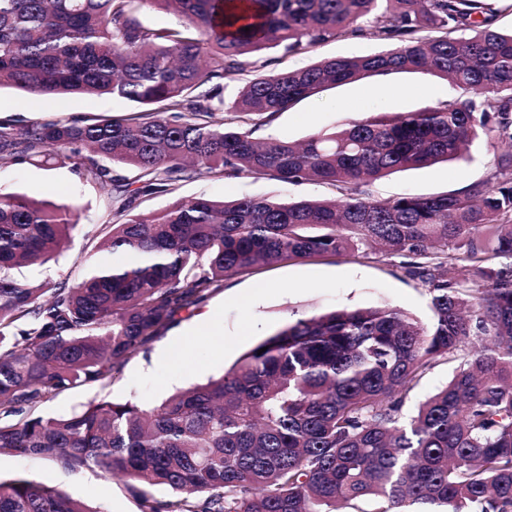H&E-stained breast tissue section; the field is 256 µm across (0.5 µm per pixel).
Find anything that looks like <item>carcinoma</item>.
Masks as SVG:
<instances>
[{
	"label": "carcinoma",
	"mask_w": 512,
	"mask_h": 512,
	"mask_svg": "<svg viewBox=\"0 0 512 512\" xmlns=\"http://www.w3.org/2000/svg\"><path fill=\"white\" fill-rule=\"evenodd\" d=\"M495 2L0 0V88L140 106L123 118L0 117V160L50 157L112 209L96 244L112 262L78 282L33 284L14 270L53 260L79 221L70 205L0 192V455L175 493L159 506L143 499L142 512H359L366 500L374 512H512V155L494 184L386 200L359 190L461 160L482 135L512 143V30L497 26ZM147 5L181 23L145 25ZM356 35L388 47L298 69L263 58ZM409 70L471 96L349 119L302 143L253 137L306 98ZM200 176L315 182L339 197L141 209ZM362 250L399 259L428 288L430 325L387 305L334 310L158 406L99 400L34 415L54 393L105 383L224 277ZM473 335L489 343L470 359ZM441 357L459 362L454 375L405 416ZM0 512L102 510L20 478L0 479Z\"/></svg>",
	"instance_id": "cac0c4a2"
}]
</instances>
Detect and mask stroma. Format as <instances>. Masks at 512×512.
I'll use <instances>...</instances> for the list:
<instances>
[{"mask_svg":"<svg viewBox=\"0 0 512 512\" xmlns=\"http://www.w3.org/2000/svg\"><path fill=\"white\" fill-rule=\"evenodd\" d=\"M383 42L366 37L339 38L294 55L268 50L281 68H301L325 57L360 56L378 52ZM455 85L415 70L370 76L339 85L304 99L279 113L257 135L303 140L313 130L330 128L373 111L409 112L462 97ZM133 103L89 95L34 96L20 89H0V117L20 114L29 121L65 120L76 116H121ZM506 145L477 140L466 159L450 164L396 172L364 185L377 199L405 194L429 195L460 190L492 180ZM17 192L35 200L76 207L80 226L56 261L23 268L19 277L35 281L79 280L89 263L98 259L96 236L109 220L108 202L95 186L54 161L0 163V191ZM183 198L206 195L214 199L242 196L285 201L332 196L324 184H293L252 178H193L181 182ZM376 305L399 308L422 321L432 310L426 287L409 279L399 261L358 253L285 260L261 269L225 277L222 286L198 306L180 311L147 346L145 353L116 367L102 386L89 385L50 396L38 409L42 416H65L94 401L159 404L168 395L206 383L230 370L247 352L270 335L300 318L335 309ZM0 477L26 478L53 486L107 512H141L142 499L163 503L173 498L164 486L133 493L120 478L97 468L69 472L59 464L35 457L0 455Z\"/></svg>","mask_w":512,"mask_h":512,"instance_id":"35a3bbf8","label":"stroma"}]
</instances>
